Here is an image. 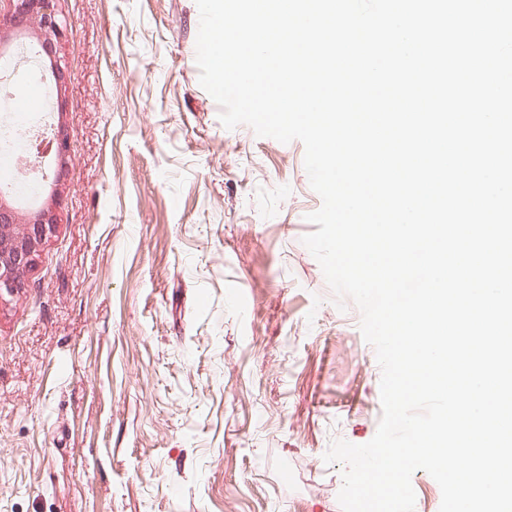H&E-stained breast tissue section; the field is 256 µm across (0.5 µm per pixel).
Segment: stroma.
I'll return each instance as SVG.
<instances>
[{"label":"stroma","mask_w":512,"mask_h":512,"mask_svg":"<svg viewBox=\"0 0 512 512\" xmlns=\"http://www.w3.org/2000/svg\"><path fill=\"white\" fill-rule=\"evenodd\" d=\"M72 161L0 308V512H342L381 368L302 242L305 147L226 129L196 0H58Z\"/></svg>","instance_id":"1"}]
</instances>
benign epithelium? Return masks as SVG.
<instances>
[{
    "instance_id": "benign-epithelium-1",
    "label": "benign epithelium",
    "mask_w": 512,
    "mask_h": 512,
    "mask_svg": "<svg viewBox=\"0 0 512 512\" xmlns=\"http://www.w3.org/2000/svg\"><path fill=\"white\" fill-rule=\"evenodd\" d=\"M10 9L0 13V58L9 54L17 40L29 39L44 63L56 97L54 109L62 112L61 92L67 89L70 76L58 48L66 38L67 27L56 9V0H9ZM35 152L20 164L52 181L55 189L35 210L23 214L15 195L0 187V305L24 294L27 274L36 264L39 248L56 231L58 186L68 170L71 156L68 137L62 122L51 133L35 141Z\"/></svg>"
}]
</instances>
